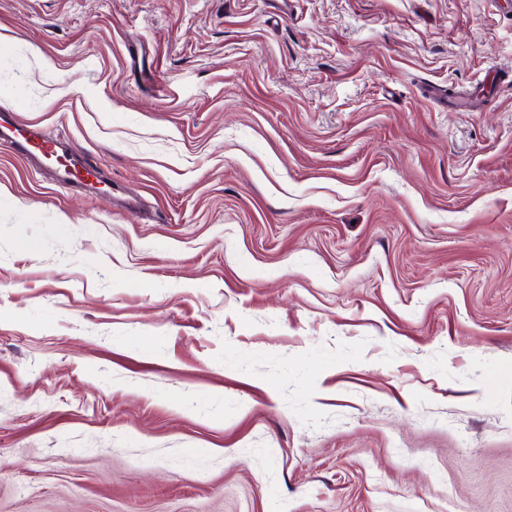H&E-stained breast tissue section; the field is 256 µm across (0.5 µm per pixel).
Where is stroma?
<instances>
[{"label": "stroma", "instance_id": "1", "mask_svg": "<svg viewBox=\"0 0 512 512\" xmlns=\"http://www.w3.org/2000/svg\"><path fill=\"white\" fill-rule=\"evenodd\" d=\"M0 512H512V0H0ZM9 145L21 157L38 155L45 157L46 150L57 152L54 140L40 137L34 131L17 124L11 112L0 113V144ZM57 171V183L68 186L74 182L88 181L93 173L87 169L83 162L77 158H71L69 163L55 168Z\"/></svg>", "mask_w": 512, "mask_h": 512}]
</instances>
